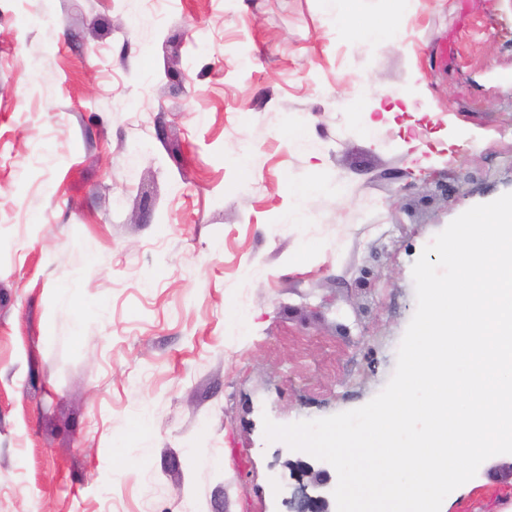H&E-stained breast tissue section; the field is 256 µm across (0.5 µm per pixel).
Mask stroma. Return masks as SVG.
Wrapping results in <instances>:
<instances>
[{
    "label": "stroma",
    "mask_w": 512,
    "mask_h": 512,
    "mask_svg": "<svg viewBox=\"0 0 512 512\" xmlns=\"http://www.w3.org/2000/svg\"><path fill=\"white\" fill-rule=\"evenodd\" d=\"M510 128L512 0H411L396 44L321 0H0V512H282L311 456L264 419L386 386ZM445 502L512 512V454Z\"/></svg>",
    "instance_id": "stroma-1"
}]
</instances>
